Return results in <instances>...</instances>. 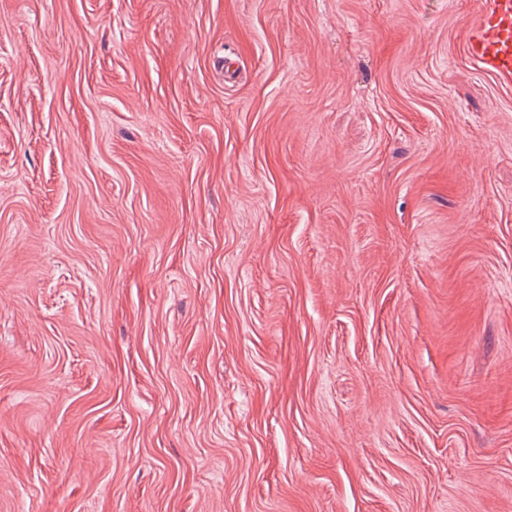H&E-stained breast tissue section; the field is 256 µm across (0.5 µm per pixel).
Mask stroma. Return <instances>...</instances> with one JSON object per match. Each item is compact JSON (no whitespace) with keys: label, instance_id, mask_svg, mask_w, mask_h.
<instances>
[{"label":"stroma","instance_id":"35a3bbf8","mask_svg":"<svg viewBox=\"0 0 512 512\" xmlns=\"http://www.w3.org/2000/svg\"><path fill=\"white\" fill-rule=\"evenodd\" d=\"M482 2L0 0V512H512Z\"/></svg>","mask_w":512,"mask_h":512}]
</instances>
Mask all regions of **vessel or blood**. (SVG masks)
Masks as SVG:
<instances>
[{"mask_svg": "<svg viewBox=\"0 0 512 512\" xmlns=\"http://www.w3.org/2000/svg\"><path fill=\"white\" fill-rule=\"evenodd\" d=\"M465 51L499 79L512 81V0H485L467 32Z\"/></svg>", "mask_w": 512, "mask_h": 512, "instance_id": "obj_1", "label": "vessel or blood"}]
</instances>
